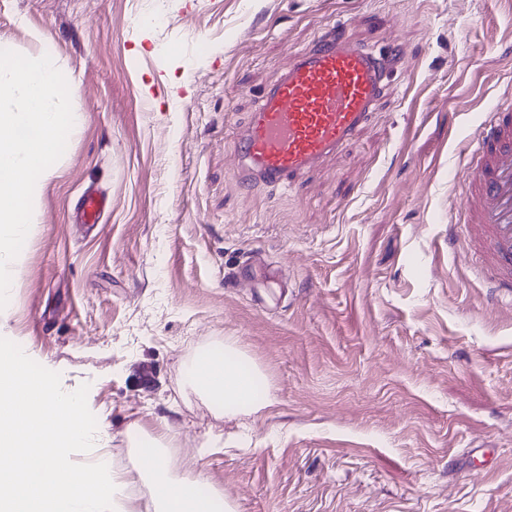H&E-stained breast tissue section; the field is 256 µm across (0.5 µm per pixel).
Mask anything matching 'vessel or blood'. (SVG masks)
<instances>
[{"instance_id":"1","label":"vessel or blood","mask_w":512,"mask_h":512,"mask_svg":"<svg viewBox=\"0 0 512 512\" xmlns=\"http://www.w3.org/2000/svg\"><path fill=\"white\" fill-rule=\"evenodd\" d=\"M400 60L398 52L368 49L338 29L294 53L235 136L239 183L292 184L348 145L371 120ZM471 169L457 207L467 233L450 245L474 258L482 278L512 294L511 106L490 109ZM106 205L101 192L87 191L84 223H98Z\"/></svg>"}]
</instances>
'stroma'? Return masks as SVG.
Wrapping results in <instances>:
<instances>
[{
	"label": "stroma",
	"mask_w": 512,
	"mask_h": 512,
	"mask_svg": "<svg viewBox=\"0 0 512 512\" xmlns=\"http://www.w3.org/2000/svg\"><path fill=\"white\" fill-rule=\"evenodd\" d=\"M336 24L400 52L387 94L293 187L241 188L237 128ZM0 47L79 85L0 358L79 392L117 467L166 424L238 512H512V297L448 247L481 125L512 102V0H0ZM89 187L111 200L92 226ZM224 337L270 405L221 417L185 387Z\"/></svg>",
	"instance_id": "stroma-1"
}]
</instances>
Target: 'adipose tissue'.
Listing matches in <instances>:
<instances>
[{
    "label": "adipose tissue",
    "mask_w": 512,
    "mask_h": 512,
    "mask_svg": "<svg viewBox=\"0 0 512 512\" xmlns=\"http://www.w3.org/2000/svg\"><path fill=\"white\" fill-rule=\"evenodd\" d=\"M30 355L0 362V512H140L132 490L145 485L149 512H236L205 478L179 474L169 426L134 443L135 470L115 469L107 454L86 466L68 448L89 444L87 407L76 392L35 374ZM263 370L233 340L207 346L190 362L187 383L211 406L255 409Z\"/></svg>",
    "instance_id": "adipose-tissue-1"
}]
</instances>
